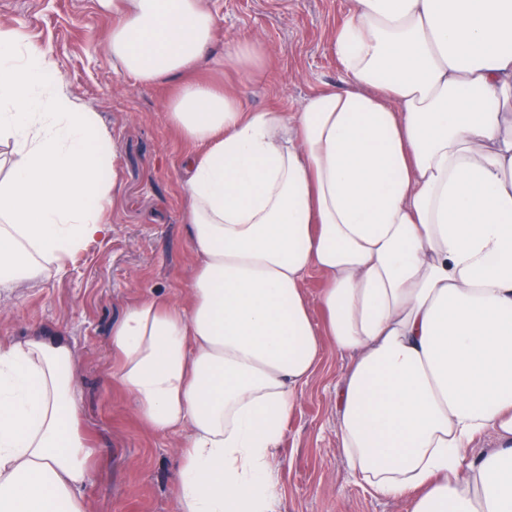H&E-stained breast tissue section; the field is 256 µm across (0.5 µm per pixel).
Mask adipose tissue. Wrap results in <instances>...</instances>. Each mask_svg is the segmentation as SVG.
<instances>
[{
  "label": "adipose tissue",
  "instance_id": "1",
  "mask_svg": "<svg viewBox=\"0 0 512 512\" xmlns=\"http://www.w3.org/2000/svg\"><path fill=\"white\" fill-rule=\"evenodd\" d=\"M98 4L118 71L176 82L169 120L196 146L190 302L148 297L112 328L142 421L187 433L179 512H275L270 461L326 339L352 356L336 409L358 481L409 512H512V0H351L345 89L290 113L188 79L215 42L209 0ZM223 60L265 66L255 42ZM48 68L0 30L3 289L111 231L112 144ZM89 457L69 342L0 343V512H88ZM323 284V277L316 271L310 272L303 283V286L311 301V317L320 327L323 324V312L318 302V296L320 294L321 288H323Z\"/></svg>",
  "mask_w": 512,
  "mask_h": 512
}]
</instances>
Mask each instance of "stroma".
<instances>
[{
    "mask_svg": "<svg viewBox=\"0 0 512 512\" xmlns=\"http://www.w3.org/2000/svg\"><path fill=\"white\" fill-rule=\"evenodd\" d=\"M218 43L252 39L266 69L245 82L211 61L192 78L238 89L250 109L298 111L319 88H343L331 41L350 0H211ZM112 17L96 0H0V29L42 50L47 80L63 77L71 100L98 113L112 142L114 186L106 209L111 233L63 268L11 291L0 290V340L39 333L74 347L83 427L92 447L89 512H178L173 481L182 440L147 430L131 395L112 380V328L148 296L187 303L198 258L189 246L181 184L188 144L170 123L169 82L143 83L117 72L108 42ZM349 354L324 343L321 362L272 460L279 512H408L375 496L350 472L339 446L336 386Z\"/></svg>",
    "mask_w": 512,
    "mask_h": 512,
    "instance_id": "1",
    "label": "stroma"
}]
</instances>
